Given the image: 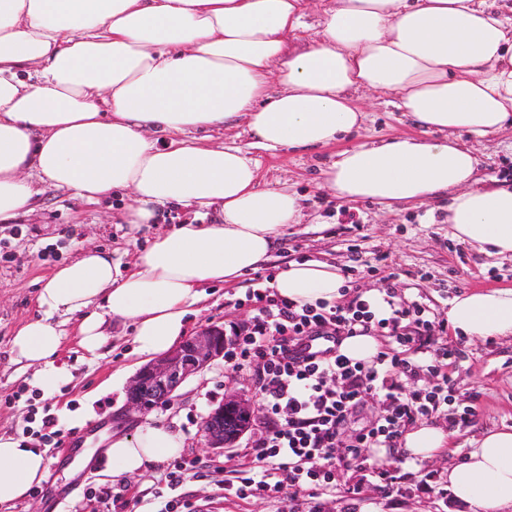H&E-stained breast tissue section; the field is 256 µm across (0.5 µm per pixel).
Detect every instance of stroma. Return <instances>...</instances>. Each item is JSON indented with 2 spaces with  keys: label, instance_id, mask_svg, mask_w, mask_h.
<instances>
[{
  "label": "stroma",
  "instance_id": "stroma-1",
  "mask_svg": "<svg viewBox=\"0 0 512 512\" xmlns=\"http://www.w3.org/2000/svg\"><path fill=\"white\" fill-rule=\"evenodd\" d=\"M389 95L366 93L359 104L365 112L360 129L338 142L321 147H282L267 152L253 148V136L242 120L215 130H192L185 141L241 148L260 162V186L285 189L302 199L300 223L284 227L279 244L258 273H280L289 263L322 260L340 269H353L360 288L381 286V274L368 267L375 256H384L386 271L403 298L443 311L458 296L476 289L512 287V260L478 253L452 238L448 231L451 194L442 191L422 202L386 207L363 202L343 204L321 188L325 173L339 151L352 145L378 143L400 135L416 134L413 122L389 103ZM459 144L473 147L481 171L502 183L512 182V128L473 142L457 133ZM130 201L120 191L106 200L89 202L71 192L42 187L26 209L0 222V433L28 439L46 451V466L56 479L33 486L21 501L0 507V512H148L152 503L176 501L177 512H278L277 505L257 499L240 500L225 495V480L245 463L250 435L231 448L217 452L205 448L200 435L208 412L236 393L257 400L251 373L236 372L216 361L191 376L176 399L148 414V421L177 430L184 446L176 460L192 462L176 488H169L166 474L174 460H165L140 472L113 478L112 462L95 455L89 468L70 477L66 465L75 450L97 447L108 427L117 425L126 403V387L137 371L129 329L115 328L101 356L87 354L75 336L63 339L62 358L73 379L58 392L44 394L32 383L33 369L13 360L16 330L38 312V281L86 248L110 253L122 263L132 262L147 248L157 232L192 217L217 221V209L201 211L168 204L156 212L153 223L130 229L124 222ZM358 223H343L345 213ZM252 273L231 285H203V301L188 317L189 333L224 321H245L251 308L243 299L254 286ZM440 343H455L464 356L450 366L448 375L459 405L472 406L475 414L466 424L451 425L445 417L433 426L449 433V451L418 459L419 468L446 472L461 461L486 432L512 427V337L440 336ZM55 417L57 433L43 425ZM356 512H477L415 492L396 494L377 486L365 487Z\"/></svg>",
  "mask_w": 512,
  "mask_h": 512
}]
</instances>
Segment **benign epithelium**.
<instances>
[{"label": "benign epithelium", "instance_id": "benign-epithelium-1", "mask_svg": "<svg viewBox=\"0 0 512 512\" xmlns=\"http://www.w3.org/2000/svg\"><path fill=\"white\" fill-rule=\"evenodd\" d=\"M224 342V327L208 326L170 352L143 365L127 386L125 412L146 416L171 403L189 376L224 356ZM252 420L250 404L234 396H226L223 403L208 413L201 428V437L206 447L224 449L248 431Z\"/></svg>", "mask_w": 512, "mask_h": 512}]
</instances>
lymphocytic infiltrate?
Returning a JSON list of instances; mask_svg holds the SVG:
<instances>
[{
    "mask_svg": "<svg viewBox=\"0 0 512 512\" xmlns=\"http://www.w3.org/2000/svg\"><path fill=\"white\" fill-rule=\"evenodd\" d=\"M342 300L297 304L257 281L247 296L252 316L224 324V362L252 372L257 385L263 431L252 442L248 470L226 482L225 494L273 503L343 494L358 500L363 487L385 485L448 498L446 476L414 472L406 459L374 457L377 448L397 447L418 421L438 416L467 422L471 406H458L448 367L458 352L438 346L448 318L395 288L371 298L346 281ZM380 336L382 348L367 361L340 354V337ZM332 339L312 353L310 341ZM381 413L356 433L348 422L369 404Z\"/></svg>",
    "mask_w": 512,
    "mask_h": 512,
    "instance_id": "obj_1",
    "label": "lymphocytic infiltrate"
}]
</instances>
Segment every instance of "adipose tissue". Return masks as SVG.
I'll list each match as a JSON object with an SVG mask.
<instances>
[{
	"label": "adipose tissue",
	"instance_id": "ef3b65f1",
	"mask_svg": "<svg viewBox=\"0 0 512 512\" xmlns=\"http://www.w3.org/2000/svg\"><path fill=\"white\" fill-rule=\"evenodd\" d=\"M310 0H0V219L26 208L36 182L94 202L131 193L125 219L155 206L219 208L222 219L160 232L124 267L82 252L45 277L39 317L16 332L15 362L49 389L69 381L59 360L63 320L79 315V344L96 355L105 317L133 326L134 353L156 357L187 333L202 284L229 283L266 262L298 196L259 186L260 168L237 147L175 135L243 119L265 149L317 147L360 128L361 92H383L418 136L339 152L324 186L346 202H413L453 191L450 234L477 252L512 259V188L479 178L481 140L512 126V15L497 0H333L305 46ZM174 139L156 146L150 133ZM341 270L290 263L279 296L339 299ZM454 331L512 335V289L454 298ZM119 478L163 462L183 445L153 423L105 436ZM46 451L0 435V505L41 482ZM448 489L480 512L512 505V429L486 434L449 467Z\"/></svg>",
	"mask_w": 512,
	"mask_h": 512
}]
</instances>
